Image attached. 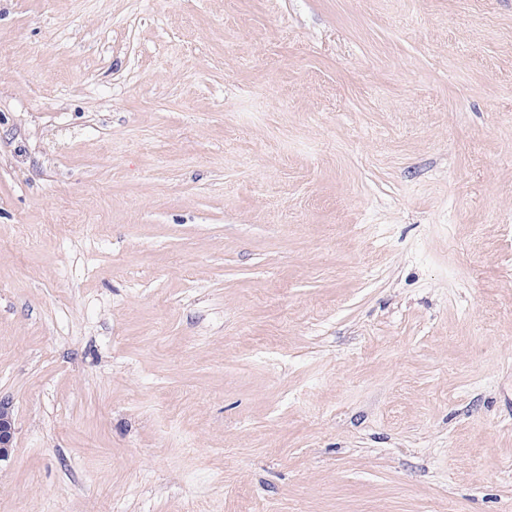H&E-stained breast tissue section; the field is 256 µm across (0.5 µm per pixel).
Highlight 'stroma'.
<instances>
[{"label": "stroma", "mask_w": 512, "mask_h": 512, "mask_svg": "<svg viewBox=\"0 0 512 512\" xmlns=\"http://www.w3.org/2000/svg\"><path fill=\"white\" fill-rule=\"evenodd\" d=\"M0 512H512V0H0Z\"/></svg>", "instance_id": "stroma-1"}]
</instances>
